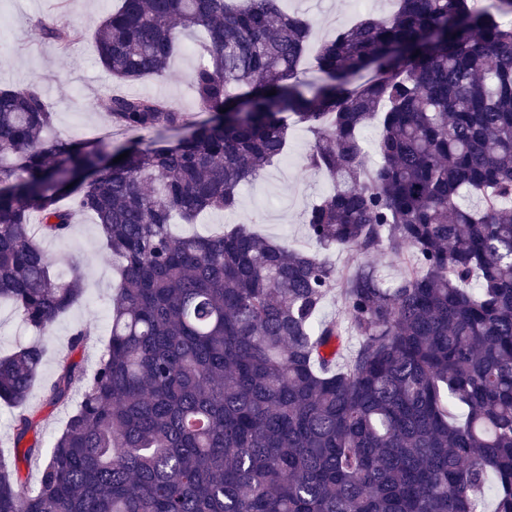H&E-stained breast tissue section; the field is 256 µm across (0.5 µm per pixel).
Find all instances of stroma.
Masks as SVG:
<instances>
[{"instance_id": "35a3bbf8", "label": "stroma", "mask_w": 512, "mask_h": 512, "mask_svg": "<svg viewBox=\"0 0 512 512\" xmlns=\"http://www.w3.org/2000/svg\"><path fill=\"white\" fill-rule=\"evenodd\" d=\"M115 4L116 0H0V87L38 85L54 107L55 131L60 137L80 140L107 127L109 118L99 101L116 91L161 98L182 112L197 111L189 84V75L198 62L194 37L183 38L165 77L123 85L104 72L96 57L94 32ZM283 7L304 13L311 20L313 40L318 43L356 16L383 13L387 0H283ZM42 21H54L70 30L68 51L40 36L38 24ZM312 141L306 126L292 127L287 157L242 186L237 210L208 212L198 223L173 225V232L204 234L227 225L248 224L263 236L320 255L336 269H346L348 252L319 248L305 229L306 212L333 189L331 178L306 165ZM42 246L61 274H68L73 265L85 273L82 300L59 316L42 337L46 356L31 390L30 404L37 409L39 439L47 447L61 431L68 411L43 406L42 396L55 376L58 359L68 351L76 327L90 328L93 333L91 343L78 358L87 368L95 367L109 336L116 264L104 253L95 220L88 214L75 216L68 239H46Z\"/></svg>"}]
</instances>
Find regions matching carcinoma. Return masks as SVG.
<instances>
[{"label": "carcinoma", "instance_id": "carcinoma-1", "mask_svg": "<svg viewBox=\"0 0 512 512\" xmlns=\"http://www.w3.org/2000/svg\"><path fill=\"white\" fill-rule=\"evenodd\" d=\"M510 15L512 0H389L319 46L306 88L312 26L280 0H121L96 30L101 67L162 77L179 37L201 33L200 118L109 95L113 123L179 136L106 155L50 134L38 86L0 88V301L43 334L80 299L82 276L41 244L78 212L121 261L96 369L72 357L91 340L80 327L46 391L65 406L84 388L44 452L21 448L43 344L0 357L17 409L0 512H485L490 478L492 512H512ZM291 121L336 184L306 213L310 237L363 259L339 272L244 224L170 233L176 216L237 208ZM381 250L404 263L394 283L369 260ZM334 291L344 317L323 318ZM40 454L28 487L20 463Z\"/></svg>", "mask_w": 512, "mask_h": 512}]
</instances>
